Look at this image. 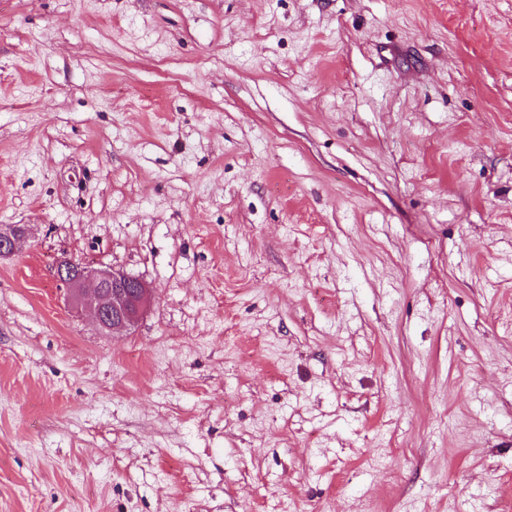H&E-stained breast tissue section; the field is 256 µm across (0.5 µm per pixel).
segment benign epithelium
Here are the masks:
<instances>
[{
  "instance_id": "obj_1",
  "label": "benign epithelium",
  "mask_w": 512,
  "mask_h": 512,
  "mask_svg": "<svg viewBox=\"0 0 512 512\" xmlns=\"http://www.w3.org/2000/svg\"><path fill=\"white\" fill-rule=\"evenodd\" d=\"M26 236L24 226L1 225L0 257L13 255ZM54 275L65 286L71 305L89 311L105 331L134 326L150 303L147 284L123 272L97 270L64 260L56 265Z\"/></svg>"
}]
</instances>
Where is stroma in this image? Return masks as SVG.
<instances>
[{
	"mask_svg": "<svg viewBox=\"0 0 512 512\" xmlns=\"http://www.w3.org/2000/svg\"><path fill=\"white\" fill-rule=\"evenodd\" d=\"M1 224L0 512H512V0H0ZM27 236V228L20 225L0 226V257L12 256ZM55 278L76 309L88 310L105 331L129 329L142 317L150 303V289L141 279L121 272L102 271L72 261L55 267ZM112 285V290L106 286Z\"/></svg>",
	"mask_w": 512,
	"mask_h": 512,
	"instance_id": "35a3bbf8",
	"label": "stroma"
}]
</instances>
